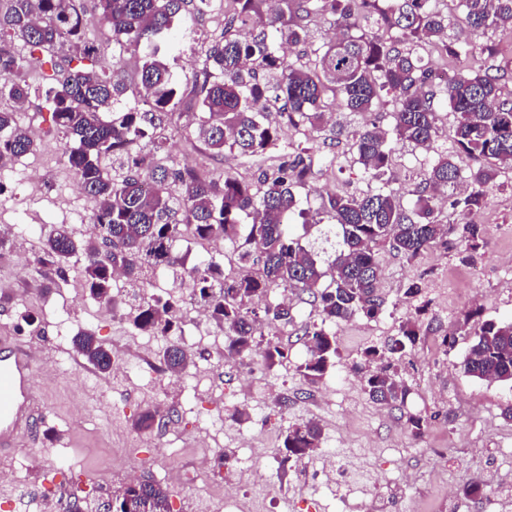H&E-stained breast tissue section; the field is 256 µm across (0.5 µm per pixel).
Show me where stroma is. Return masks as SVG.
I'll list each match as a JSON object with an SVG mask.
<instances>
[{"label":"stroma","mask_w":512,"mask_h":512,"mask_svg":"<svg viewBox=\"0 0 512 512\" xmlns=\"http://www.w3.org/2000/svg\"><path fill=\"white\" fill-rule=\"evenodd\" d=\"M85 37L105 49V66H115L129 86H136L142 66L139 55L113 42L110 30L95 15L92 0H80ZM180 27L191 33L181 40L168 63L179 84L193 81L223 22L219 14L198 20L183 19ZM495 55L482 51L485 44ZM25 79L29 92L24 102L0 96V110L15 113L20 126L41 140L36 152L16 158L0 172V227L11 226L0 262V336H13L34 348L39 358L61 357L63 368L55 379H35L41 406L39 422L26 446V469L16 481L0 482V512H15L17 486H26L51 512H69L79 501L82 512H103L110 500L108 484L115 471L136 468L137 479L157 480L162 471L195 470L206 448L220 449L242 468L261 464L276 495H268L242 480L239 496L256 501L259 512H512V386L474 379L460 369L469 344L458 337L454 347L442 338L463 325L465 318L512 320V169L502 170L489 189L486 206L467 215L443 208L447 224L473 222L483 228V241L470 262H462L458 249L435 245L416 259L381 249L378 253V292L385 301L374 319L358 315L335 327L338 355L324 375L309 382L297 367L306 347L303 324L320 322L321 316L307 293L292 294L294 320L268 322L266 338L288 351L286 363L257 365L251 374L224 363L210 345L223 339L215 322L196 325L184 318L185 332L202 330L206 343L193 347L194 359L181 373L180 390L168 388L160 356L164 340H145L130 323L133 305L122 302L109 319L96 315L98 305L89 298L78 266H70L66 279L45 289L34 271L52 225L69 224L88 233V219L96 203L73 191L75 176L59 147L51 123L44 83L50 74V57L26 55ZM492 67L502 74V94L512 96V27L490 31L474 40L460 57L459 71ZM195 111L180 106L173 125L182 128L168 150L183 167L206 166L210 176L230 174L256 182L257 165L231 153L206 158L201 144L184 132ZM365 122L363 116L336 111L325 130L309 145L316 155L336 159L335 172H322L309 182L310 193L300 208H317L322 196L366 190L368 182L351 149L352 135ZM396 185L411 187L426 172L421 150L402 142L390 160ZM424 280L421 294L410 297L408 285ZM415 320L420 340L405 358L400 377L409 389L402 409L375 403L354 368L371 346L397 338L399 326ZM90 330L128 366L122 374L100 375L71 347L78 331ZM275 390L280 400L267 402L264 388ZM164 402L173 414L164 422L141 429L137 421L148 403ZM420 416L427 425L414 436L409 417ZM312 420L323 429L322 443L301 461L282 462L281 434L289 426ZM258 428L270 434L264 449H256L247 433ZM336 458L335 474L324 470L328 456ZM476 483L481 491L468 495L463 487ZM172 512H220L224 501V471L214 467L190 483L167 481Z\"/></svg>","instance_id":"1"}]
</instances>
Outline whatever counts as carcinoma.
I'll return each mask as SVG.
<instances>
[{"instance_id":"cac0c4a2","label":"carcinoma","mask_w":512,"mask_h":512,"mask_svg":"<svg viewBox=\"0 0 512 512\" xmlns=\"http://www.w3.org/2000/svg\"><path fill=\"white\" fill-rule=\"evenodd\" d=\"M0 13V95L27 96L23 59L9 48L20 41L30 52L61 44L70 54L51 61L46 98L60 147L85 194L96 202L87 236L68 224H56L35 256L38 274L50 280L64 274L70 261L82 265L84 285L99 304L115 306L119 293L112 272H126L128 295L137 301L133 327L150 336H172L178 325L169 315L171 299L148 293L155 280L182 270L192 280L198 303L224 328L230 348L242 358L260 356L274 365L288 350L268 341L260 347L261 319L288 324L291 309L268 303L264 316L249 307L274 288L308 292L321 313V325L305 330L306 357L297 371L318 379L338 354L335 334L326 324L357 314L377 317L384 301L378 294V250L387 247L408 260L446 243L450 229L440 219L436 192L460 182V172L438 145L439 112L456 116L453 144L479 165L468 176V190L450 205L475 213L501 170L512 167V99L503 98L501 76L490 69L437 75L424 63L422 51L442 57L460 53L448 40V12L438 0H296L291 14L271 9L265 0H231L224 29L206 51L199 75L181 88L165 62L175 50L177 19L215 11L216 0H94L99 20L114 40L127 45L142 61L138 85L150 96V110L133 107L107 117L129 86L118 75L98 69L104 48L85 41L84 23L75 0H10ZM470 34L480 36L509 24L512 0H460ZM328 19L333 39L312 45L293 61L280 51L307 41L313 19ZM201 111L189 136L215 155L236 151L263 155L278 140L268 118L283 102L289 123L311 132L319 129L333 104L348 112L368 114L393 104V136L427 154L425 179L409 190L414 208L401 204L403 189L392 187L388 132L375 123L353 138L357 163L375 187L362 193L321 198L315 214H325L339 229L336 248L323 260L293 237L288 216L298 207L295 188L304 187L325 161L300 141L293 152L278 156L257 183L227 175L217 182L202 170L180 169L164 153L160 132L167 117L185 99ZM39 143L16 126L14 113L0 112V169L38 149ZM465 252L482 240L479 224L457 230ZM240 241L238 263L243 272L229 279L224 262L213 257L187 266L186 238ZM258 264L260 275L248 272ZM474 336L460 368L469 377L512 384V320L482 323L478 329L451 331L442 339ZM419 341V329L408 321L399 338L364 352L360 366L364 386L376 402L391 409L404 405L408 389L398 369ZM74 350L104 375L112 369V349L84 330L72 340ZM162 362L174 375L193 362L186 346L169 343ZM321 427L304 421L284 432L285 457L300 460L320 448ZM148 500L153 512H170L161 484L138 481L112 493L106 512H136Z\"/></svg>"}]
</instances>
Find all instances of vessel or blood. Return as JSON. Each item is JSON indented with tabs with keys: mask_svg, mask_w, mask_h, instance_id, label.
<instances>
[{
	"mask_svg": "<svg viewBox=\"0 0 512 512\" xmlns=\"http://www.w3.org/2000/svg\"><path fill=\"white\" fill-rule=\"evenodd\" d=\"M34 352L10 337L0 338V454L18 450L36 419Z\"/></svg>",
	"mask_w": 512,
	"mask_h": 512,
	"instance_id": "1",
	"label": "vessel or blood"
}]
</instances>
